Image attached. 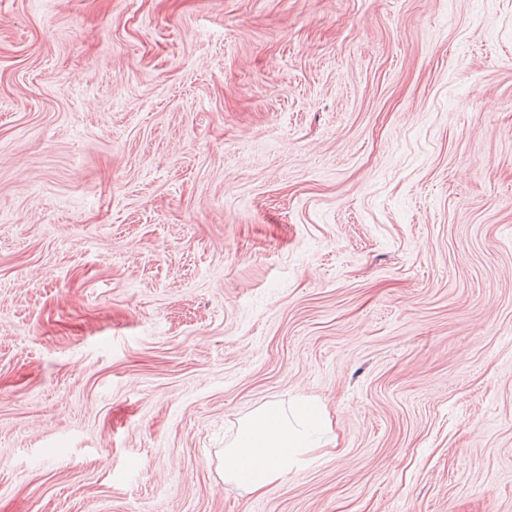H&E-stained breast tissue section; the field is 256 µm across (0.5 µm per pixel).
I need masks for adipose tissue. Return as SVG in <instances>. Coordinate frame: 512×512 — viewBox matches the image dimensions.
Returning a JSON list of instances; mask_svg holds the SVG:
<instances>
[{
  "mask_svg": "<svg viewBox=\"0 0 512 512\" xmlns=\"http://www.w3.org/2000/svg\"><path fill=\"white\" fill-rule=\"evenodd\" d=\"M328 428L321 409L309 402L288 409L276 401L260 405L240 419L234 438L224 448L225 482L262 494L306 462Z\"/></svg>",
  "mask_w": 512,
  "mask_h": 512,
  "instance_id": "ef3b65f1",
  "label": "adipose tissue"
}]
</instances>
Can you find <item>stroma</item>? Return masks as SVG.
<instances>
[{
  "instance_id": "obj_1",
  "label": "stroma",
  "mask_w": 512,
  "mask_h": 512,
  "mask_svg": "<svg viewBox=\"0 0 512 512\" xmlns=\"http://www.w3.org/2000/svg\"><path fill=\"white\" fill-rule=\"evenodd\" d=\"M0 512H512V0H0ZM329 422L320 408L299 401L288 412L268 401L239 420L221 462L226 483L261 495L309 459Z\"/></svg>"
}]
</instances>
